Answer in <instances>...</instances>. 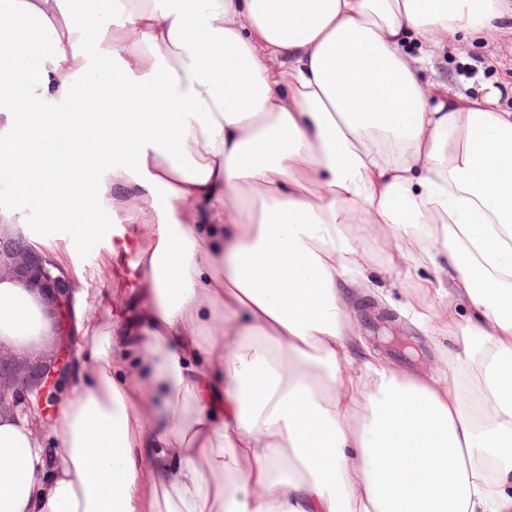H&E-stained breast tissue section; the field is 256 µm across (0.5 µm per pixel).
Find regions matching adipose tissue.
I'll return each mask as SVG.
<instances>
[{"mask_svg": "<svg viewBox=\"0 0 512 512\" xmlns=\"http://www.w3.org/2000/svg\"><path fill=\"white\" fill-rule=\"evenodd\" d=\"M0 29V169L82 334L48 417L0 414V512H512V109L423 81L512 9L0 0ZM120 212L130 295L75 262L95 242L124 267ZM368 237L447 265L433 320L407 307L435 335L470 311L444 370L350 368ZM54 336L0 279V348Z\"/></svg>", "mask_w": 512, "mask_h": 512, "instance_id": "adipose-tissue-1", "label": "adipose tissue"}]
</instances>
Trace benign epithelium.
Wrapping results in <instances>:
<instances>
[{
  "mask_svg": "<svg viewBox=\"0 0 512 512\" xmlns=\"http://www.w3.org/2000/svg\"><path fill=\"white\" fill-rule=\"evenodd\" d=\"M20 281L44 301L57 338L44 355L25 350H0V412L14 411L29 403L30 395L48 399L63 386L74 359L70 335L74 288L78 283L55 272L48 256L11 224L0 223V278Z\"/></svg>",
  "mask_w": 512,
  "mask_h": 512,
  "instance_id": "1",
  "label": "benign epithelium"
}]
</instances>
